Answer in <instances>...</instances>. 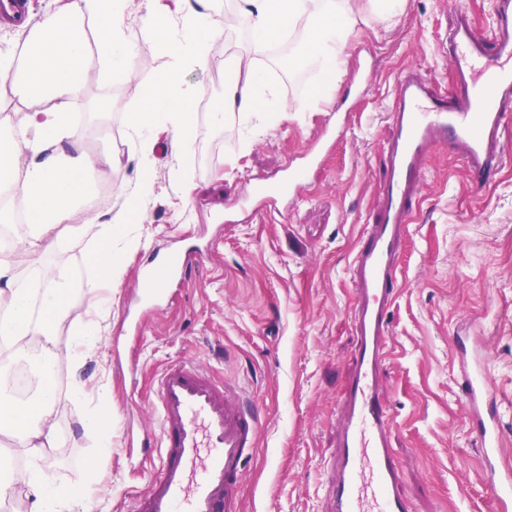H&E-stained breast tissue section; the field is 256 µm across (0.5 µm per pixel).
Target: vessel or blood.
Returning a JSON list of instances; mask_svg holds the SVG:
<instances>
[{"label":"vessel or blood","instance_id":"b4317fda","mask_svg":"<svg viewBox=\"0 0 512 512\" xmlns=\"http://www.w3.org/2000/svg\"><path fill=\"white\" fill-rule=\"evenodd\" d=\"M448 48L452 70L464 86L461 95L437 97L411 73L395 84L381 215L366 226L349 268L357 345L339 447L326 472L330 512H409L390 446L389 409L378 390L391 347L388 313L407 218L418 206L437 144L448 145L463 159L476 187L505 158L501 133L512 120V0H499L492 31L483 38L475 35L468 17H460L448 30ZM184 264V256L173 251L146 269L144 302L158 306ZM452 351L461 365L459 386L469 404V425L484 454L499 512H512V467L501 462L486 375L466 338L457 337ZM155 406L159 468L147 490L135 497L134 512H239L244 464L261 428L256 407L235 392L233 382L185 361L161 373Z\"/></svg>","mask_w":512,"mask_h":512}]
</instances>
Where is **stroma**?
Masks as SVG:
<instances>
[{"label": "stroma", "instance_id": "1", "mask_svg": "<svg viewBox=\"0 0 512 512\" xmlns=\"http://www.w3.org/2000/svg\"><path fill=\"white\" fill-rule=\"evenodd\" d=\"M200 9L215 21L212 62L185 69L182 83L205 109L188 116V149L165 139L155 146L151 189L136 202L147 219L136 243L115 255L122 279L100 296L97 346L80 356L70 349L86 319L82 300L38 338L60 373L50 406L56 440L39 465L47 483L87 485L92 512H132L159 463L158 448L146 445L159 436L156 380L169 363L194 361L235 381L261 409L240 512H324V467L336 451L357 341L349 264L380 213L395 79L410 70L450 94L448 30L463 12L488 35L494 2L404 0L395 13L369 16L351 29L336 75H322L300 53L287 64L254 55L268 84L264 110L227 115L220 127L211 113L228 80L224 61L249 50L250 26L244 19L224 25L234 0H204ZM143 13L141 0H131L134 78L107 83L92 64L72 105L83 131L74 146L88 141L94 154L112 155L113 183L130 186L139 169L127 114L170 62ZM284 100L295 111H280ZM502 142L508 159L479 190L462 161L437 146L421 206L408 220L380 393L411 512H497L454 385L460 366L452 337L471 336L485 348L501 449L512 462V124ZM293 168L305 174L288 198L225 219L237 196L285 181ZM122 203L114 195L96 206L100 223L76 231L60 225L46 264L92 277L102 222ZM173 248L193 257L160 306L149 307L138 296L141 272ZM78 384L86 396L75 394ZM103 404L111 429H82L80 418Z\"/></svg>", "mask_w": 512, "mask_h": 512}]
</instances>
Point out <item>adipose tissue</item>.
<instances>
[{
	"label": "adipose tissue",
	"instance_id": "adipose-tissue-1",
	"mask_svg": "<svg viewBox=\"0 0 512 512\" xmlns=\"http://www.w3.org/2000/svg\"><path fill=\"white\" fill-rule=\"evenodd\" d=\"M129 0H69L66 13H48L25 39V56L0 54V74H20V88L30 97L27 111L16 125L18 143L0 149V185H14L28 218L23 239L33 269H40L46 241L58 225L81 216L94 224L93 211L77 213L76 205L99 181L112 177V157H94L65 150L64 141L77 135L68 107L81 92L83 77L92 62H99L115 79L135 75L129 32L125 25ZM144 25L158 30L163 46L173 58L172 66L160 74L129 113V126L139 142V180L134 187L120 186L125 197H141L150 182L152 151L160 136L186 146L187 96L178 91L183 68H205L210 62L213 38L208 14L199 12L192 0H144ZM400 0H241V11L252 32L253 54L295 24H303L309 51L307 59L323 72L335 71L347 33L365 9L374 13L396 11ZM96 27L95 41H88L80 22ZM252 54V56H253ZM252 56L234 58L224 97L217 114L248 115L260 111L266 100L265 78ZM30 157L25 169L16 166L18 154ZM146 219L144 212L123 207L110 218L108 233L94 258L95 275L82 287L83 295L120 283V269L113 259L116 250L133 242L132 232ZM70 270L60 268L47 274L41 296L42 315L32 316V298L15 287L8 261L0 260V335L12 339L17 352H24L33 337L65 319L70 306ZM54 398L50 378L40 383L38 400L20 404L0 399V425L8 424L30 460L27 469L13 474L9 484L0 485V502L9 485H24L33 499L32 512H74L87 499L85 488H59L44 482L36 465L44 448L54 438V423L48 407Z\"/></svg>",
	"mask_w": 512,
	"mask_h": 512
}]
</instances>
